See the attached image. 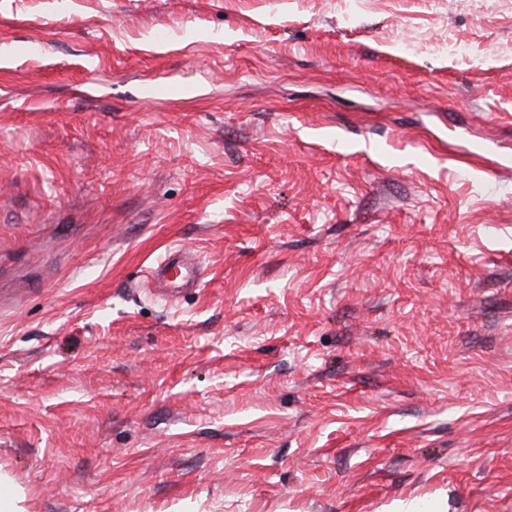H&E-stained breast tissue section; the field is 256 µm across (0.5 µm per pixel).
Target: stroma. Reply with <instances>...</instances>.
<instances>
[{"instance_id": "obj_1", "label": "stroma", "mask_w": 512, "mask_h": 512, "mask_svg": "<svg viewBox=\"0 0 512 512\" xmlns=\"http://www.w3.org/2000/svg\"><path fill=\"white\" fill-rule=\"evenodd\" d=\"M15 494L512 512V0H0ZM151 276L161 290L170 295H176L199 281L195 256L190 251L179 247L170 250L152 266Z\"/></svg>"}]
</instances>
